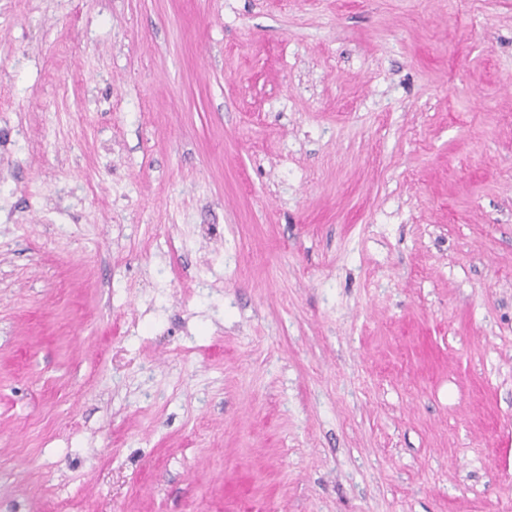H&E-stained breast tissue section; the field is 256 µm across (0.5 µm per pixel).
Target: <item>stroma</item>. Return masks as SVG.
<instances>
[{
    "label": "stroma",
    "mask_w": 512,
    "mask_h": 512,
    "mask_svg": "<svg viewBox=\"0 0 512 512\" xmlns=\"http://www.w3.org/2000/svg\"><path fill=\"white\" fill-rule=\"evenodd\" d=\"M0 512H512V0H0Z\"/></svg>",
    "instance_id": "35a3bbf8"
}]
</instances>
